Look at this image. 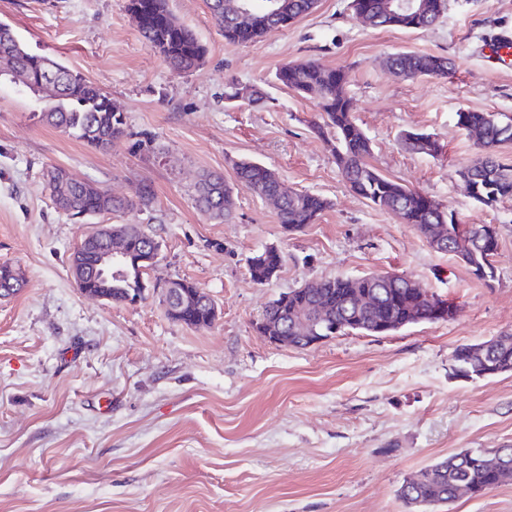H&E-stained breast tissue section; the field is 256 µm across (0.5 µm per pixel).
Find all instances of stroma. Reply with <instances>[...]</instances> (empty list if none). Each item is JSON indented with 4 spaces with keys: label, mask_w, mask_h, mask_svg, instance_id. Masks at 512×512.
<instances>
[{
    "label": "stroma",
    "mask_w": 512,
    "mask_h": 512,
    "mask_svg": "<svg viewBox=\"0 0 512 512\" xmlns=\"http://www.w3.org/2000/svg\"><path fill=\"white\" fill-rule=\"evenodd\" d=\"M207 49L170 70L139 34L126 0H0V22L26 49L106 92L128 134L107 150L34 119L42 105L0 83V266L22 290L0 299V512H418L404 480L463 449L512 446V373L461 380L454 350L512 332V200L475 202L457 175L481 154L463 111L512 116V64L484 43L512 32V0H451L428 30L373 29L350 0L317 8L249 45L229 44L206 0H168ZM401 51L450 58L445 78L406 80ZM347 68L353 117L371 166L499 231L495 276L476 279L412 226L356 195L314 132L315 95L276 79L287 63ZM257 83L263 103L225 100ZM406 130L433 134L437 157L409 153ZM331 201L316 223L286 233L273 203L235 186L233 217L194 202L206 172L233 183L236 161ZM62 166L116 197L153 186L151 206L81 220L56 208L45 179ZM103 224H138L161 244L137 304L84 296L74 248ZM277 247L266 285L247 260ZM388 272L452 302L453 318L387 335L349 333L310 348L256 333L270 301L309 282ZM195 283L218 308L205 328L171 320L154 283Z\"/></svg>",
    "instance_id": "35a3bbf8"
}]
</instances>
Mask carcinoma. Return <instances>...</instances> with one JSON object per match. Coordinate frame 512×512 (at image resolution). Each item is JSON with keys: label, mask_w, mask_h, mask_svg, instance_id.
<instances>
[{"label": "carcinoma", "mask_w": 512, "mask_h": 512, "mask_svg": "<svg viewBox=\"0 0 512 512\" xmlns=\"http://www.w3.org/2000/svg\"><path fill=\"white\" fill-rule=\"evenodd\" d=\"M235 0H207L211 17L224 32V41L248 44L267 34L286 28L289 19H298L316 8L315 0H288L287 15H265L249 21L236 16ZM355 13L374 29L397 27L385 11L383 0H351ZM418 20L419 29L434 26L448 11V0H426ZM127 10L139 17L141 37L163 56L170 69L185 74L198 68L207 49L193 31L171 11L168 0H128ZM389 65L407 78L445 77L448 60L441 56L403 51L389 58ZM41 68L54 71L57 86L49 96L42 97L44 110L40 120L67 132L68 136L100 150H106L116 139L126 134L124 112L111 105V99L99 87L51 58L29 53L15 32L0 25V76L11 77L24 89L37 90L24 80L27 72ZM276 79L300 96L314 94L321 110L322 122L316 133L330 142L335 163L351 190L372 205L392 211L400 220L414 227L437 251L459 257L471 273L485 269L494 273L492 258L498 250V230L487 224H465L456 228L453 213L440 204L407 186L376 171L367 161L371 153L370 140L356 125L352 103L346 93L349 71L330 69L315 61L287 64L276 72ZM457 124L474 136L483 150L482 157L459 171L470 181L471 197L484 206H492L512 198V166L496 159V149L512 143V124L484 112H459ZM404 147L415 153L436 157L441 153L438 140L431 134L404 131L400 134ZM235 181L257 196L278 195V222L290 232H298L313 224L329 207V202L313 193L287 188L270 168L252 161L235 164ZM52 194L69 203L60 206L65 212L75 210L83 217L103 212H124L147 207L154 200V191L147 184L139 185L132 198H115L105 190L95 192L83 187L68 170L53 166L47 171ZM234 200L224 177L217 174L202 176L197 186L196 206L209 218L218 221L232 214ZM282 254L267 247L248 259L251 280L264 285L277 275L282 266ZM140 291L135 272L128 277H112L107 288L108 302L124 303ZM437 302L420 297L418 285L405 276L391 273H369L362 276L323 278L288 292V306L276 298L268 305L263 319L273 333L288 328L292 343L298 348L308 345L311 336H332L333 325H342L339 334L349 332L381 335L384 322L402 320L406 325L436 322ZM455 353L476 378L485 362L508 355L512 358V333H503L482 344L461 345ZM482 451L463 450L451 454L420 470L398 490L407 504L430 512L434 507L451 504L459 497L462 485L472 494L512 482V448L504 449L501 462L480 461Z\"/></svg>", "instance_id": "1"}]
</instances>
